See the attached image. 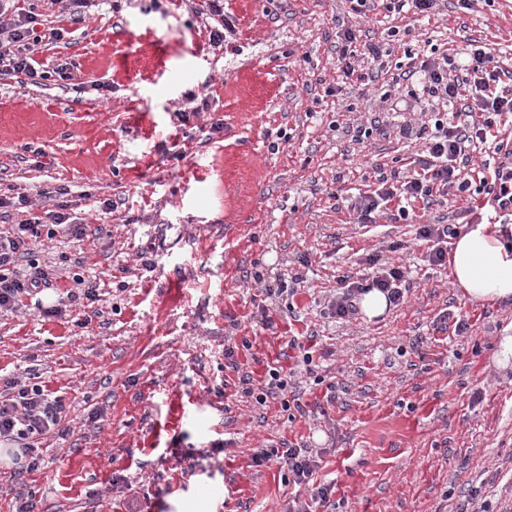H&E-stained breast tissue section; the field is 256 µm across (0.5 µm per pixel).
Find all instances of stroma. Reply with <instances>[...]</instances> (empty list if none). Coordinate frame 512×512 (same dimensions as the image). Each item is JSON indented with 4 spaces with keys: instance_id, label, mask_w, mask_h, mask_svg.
Segmentation results:
<instances>
[{
    "instance_id": "35a3bbf8",
    "label": "stroma",
    "mask_w": 512,
    "mask_h": 512,
    "mask_svg": "<svg viewBox=\"0 0 512 512\" xmlns=\"http://www.w3.org/2000/svg\"><path fill=\"white\" fill-rule=\"evenodd\" d=\"M224 9L237 34L218 51L192 0H105L79 24L43 0L45 24L65 35L35 58L48 69L73 61L75 85L0 79V194L29 195L39 214L52 206L42 190L68 187L86 226L83 240L39 250L57 266L55 288L0 316V393L6 379L39 378L62 398L70 429L44 441L38 470L17 479L0 465V512L28 495L38 512H124L128 484L140 512H284L309 487L253 466L251 454L285 444L320 451L314 481L333 486L335 512H459L472 494L487 512H512V366L493 363L512 303L464 297L447 267L429 263L417 222L360 224L337 207V195L375 189L377 165L408 163L419 148L399 133L411 119L401 110L389 134L353 144L350 128L383 90L336 67L342 22L384 44L401 18L353 17L348 0ZM410 29L384 69L426 43L452 56L475 39L512 70V0L469 10L443 0ZM194 101L203 110L190 111ZM494 214L474 192L432 209L459 228ZM394 242L389 258L410 282L400 304L372 320L323 316L338 277ZM257 262L303 274L272 306L270 329L254 317L262 293L245 276ZM76 273L96 277L99 301L43 316ZM445 315L470 331L436 330ZM293 339L312 357L311 373L290 381L301 411L240 396L241 375L293 368ZM174 388L187 410L177 441L149 447L144 430Z\"/></svg>"
}]
</instances>
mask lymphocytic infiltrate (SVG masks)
Masks as SVG:
<instances>
[{
  "label": "lymphocytic infiltrate",
  "instance_id": "1",
  "mask_svg": "<svg viewBox=\"0 0 512 512\" xmlns=\"http://www.w3.org/2000/svg\"><path fill=\"white\" fill-rule=\"evenodd\" d=\"M37 8L38 0H0V78L21 74L34 84L53 76L73 80V63L62 61L49 70L36 61L42 46L64 37L63 29L42 25ZM337 37V62L344 75L356 74L363 62L367 68L357 74L364 81H376L381 72V46L359 42L352 25L342 28ZM461 54L466 71L462 78L449 73L447 59L431 55L410 57L399 73V80L409 85L406 110L422 118L416 137L422 140L423 150L405 168L380 172L372 192L342 198V205L359 223L372 224L383 215L404 220L411 211L429 209L436 200L469 191L474 185L481 193L496 192L512 200V151L504 150L498 139L501 116L512 112V72L497 64L492 48L477 41H468ZM454 102L459 103V110L442 115L441 105ZM477 144L488 147L500 161L495 166L482 161L486 174L475 181L460 166L459 158ZM68 195L67 188H54L53 209L12 222L9 229L0 231V314L17 311L23 297L51 288L55 273L36 259V246L60 234L83 239L86 227L72 216ZM366 263L370 268L366 276L339 279L336 293L326 304L328 317L355 319L361 295L373 289L385 293L390 304L400 303L406 267L378 254L367 256ZM9 386L16 395L0 401V442L8 443L9 455L22 460V472L29 473L42 461L38 439L50 433L67 435L62 424L65 406L42 385L13 379ZM251 459L256 466L278 463L287 468L289 481L310 486L309 500L293 499L288 512H314L318 507L333 512L332 486L312 483L319 459L308 448H258Z\"/></svg>",
  "mask_w": 512,
  "mask_h": 512
}]
</instances>
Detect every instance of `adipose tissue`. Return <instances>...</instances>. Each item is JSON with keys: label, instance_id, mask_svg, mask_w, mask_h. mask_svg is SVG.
<instances>
[{"label": "adipose tissue", "instance_id": "adipose-tissue-1", "mask_svg": "<svg viewBox=\"0 0 512 512\" xmlns=\"http://www.w3.org/2000/svg\"><path fill=\"white\" fill-rule=\"evenodd\" d=\"M448 271L454 287L472 302L512 301V244L505 242L501 225H465L448 252Z\"/></svg>", "mask_w": 512, "mask_h": 512}]
</instances>
